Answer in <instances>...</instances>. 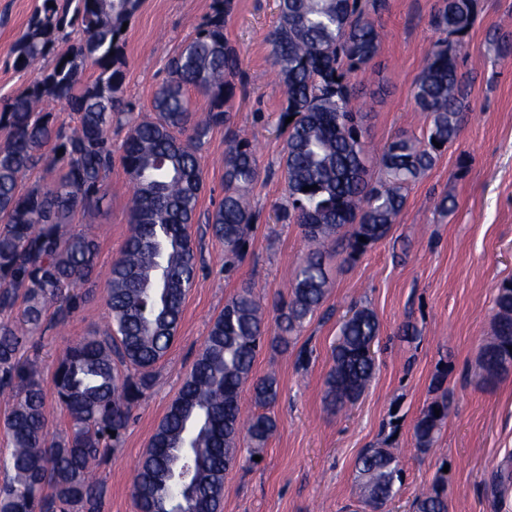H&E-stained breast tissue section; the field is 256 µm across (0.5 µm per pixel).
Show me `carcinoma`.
<instances>
[{"instance_id": "1", "label": "carcinoma", "mask_w": 512, "mask_h": 512, "mask_svg": "<svg viewBox=\"0 0 512 512\" xmlns=\"http://www.w3.org/2000/svg\"><path fill=\"white\" fill-rule=\"evenodd\" d=\"M140 3L42 0L11 48L13 67L27 71L69 40L67 28L83 33L0 107V130L7 133L0 145V312L21 307L18 316L0 321V393L13 397L4 419L12 450L0 462L7 472L0 512H102L106 487L96 469L121 448L133 410L154 387L156 366L175 341L195 279L189 229L202 187L198 150L211 128L230 126L240 74L238 55L224 38L231 0H213L210 15L171 58L170 78L154 93L153 114L124 119L122 27ZM383 3L279 0L268 41L286 94L281 120L292 118L282 124L285 215L302 227L307 251L295 265L273 330L255 288L244 287L225 303L138 464L131 488L137 512H222L226 473L242 455H258L277 429L267 410L278 401V381L273 373L251 380L257 353L266 343L282 352L294 346L321 308L329 290L326 253L341 229L352 227L345 261L354 262L389 234L411 185L459 136L468 92L457 53L477 0H443L431 15L443 38L427 53L413 87L415 106L430 119L428 135L423 141L391 139L378 158L379 176H372L364 113L352 105L349 78L380 50L373 15ZM88 69L99 74L85 82ZM189 87L209 101L196 121ZM49 100L75 112L71 130L56 126L54 115L41 108ZM114 122L128 126L121 160L133 187L130 235L112 262L105 331L68 347L54 369V397L69 421L57 436L49 430L37 370L20 351L45 337L50 308L63 322L83 302L76 288L92 274L97 244L91 233L67 226L78 213L95 215L106 198ZM47 152L60 165V177L49 186L22 188L25 173ZM258 177L250 144L232 140L224 158V199L211 217L228 270L249 244L255 214L246 193ZM378 335V319L366 307L342 322L326 379L333 407L362 395L376 369L365 349ZM511 346L509 281L497 289L493 335L480 352L486 383L506 375L503 354ZM249 380L254 404L264 412L245 419L240 392ZM449 409L443 394L421 411L413 427L417 451L434 447ZM355 469L359 502L376 512L404 483V469L389 448L364 449ZM414 512H448L443 479L416 497Z\"/></svg>"}]
</instances>
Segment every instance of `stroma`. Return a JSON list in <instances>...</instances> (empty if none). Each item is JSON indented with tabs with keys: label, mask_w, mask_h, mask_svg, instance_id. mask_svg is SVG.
<instances>
[{
	"label": "stroma",
	"mask_w": 512,
	"mask_h": 512,
	"mask_svg": "<svg viewBox=\"0 0 512 512\" xmlns=\"http://www.w3.org/2000/svg\"><path fill=\"white\" fill-rule=\"evenodd\" d=\"M40 2L0 0V105L34 77L14 71L9 52ZM211 3L142 0L126 33V111L149 112L154 92L168 76V60L210 14ZM277 4L232 0L224 34L239 55L240 75L231 127H214L200 151L203 188L191 235L201 261L177 338L157 367L156 385L134 410L118 454L99 470L106 486L104 512H135V467L225 303L252 286L263 297L267 318H274L304 250L300 226L282 216L287 199L280 115L286 96L266 41ZM440 5L441 0H385L375 18L382 32L379 53L350 77L367 114L369 164H376L394 135L427 136L429 120L416 110L412 87L439 38L430 16ZM500 26L512 28V0H478L458 56L470 84L459 138L412 185L390 234L353 263H343L336 253L328 258L329 294L298 338L311 353L309 364L299 366L292 351L266 347L258 354L255 375L272 372L279 383L278 429L260 461L228 473L223 512H356L355 462L371 446L392 449L406 471L388 512H411L415 495L434 481L442 463L449 467L448 512H512V488L501 494L491 490L512 460V375L485 386L478 363L492 335L496 289L512 280V57L498 58L488 41ZM235 132L256 150L259 179L249 200L257 220L246 252L228 273L224 245L208 218L224 197V156ZM126 133L118 125L110 132L113 162L107 198L92 225L98 255L84 286L86 302L28 352L47 390L66 347L108 322V274L130 233L131 184L120 162ZM446 194L457 206L443 214L437 202ZM354 306L371 309L379 320L376 372L354 405L334 411L325 400L324 382L339 325ZM442 366L448 369L450 413L435 447L419 454L413 449V423L436 397L435 376Z\"/></svg>",
	"instance_id": "1"
}]
</instances>
